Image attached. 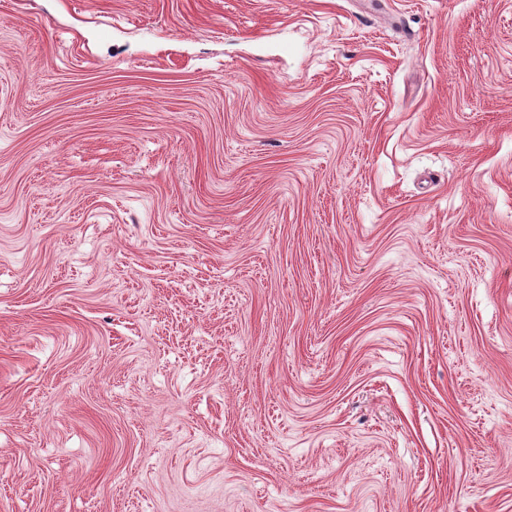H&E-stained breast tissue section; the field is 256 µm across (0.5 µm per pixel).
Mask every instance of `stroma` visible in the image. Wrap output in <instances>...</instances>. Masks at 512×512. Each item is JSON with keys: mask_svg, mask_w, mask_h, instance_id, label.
<instances>
[{"mask_svg": "<svg viewBox=\"0 0 512 512\" xmlns=\"http://www.w3.org/2000/svg\"><path fill=\"white\" fill-rule=\"evenodd\" d=\"M0 512H512V0H0Z\"/></svg>", "mask_w": 512, "mask_h": 512, "instance_id": "35a3bbf8", "label": "stroma"}]
</instances>
